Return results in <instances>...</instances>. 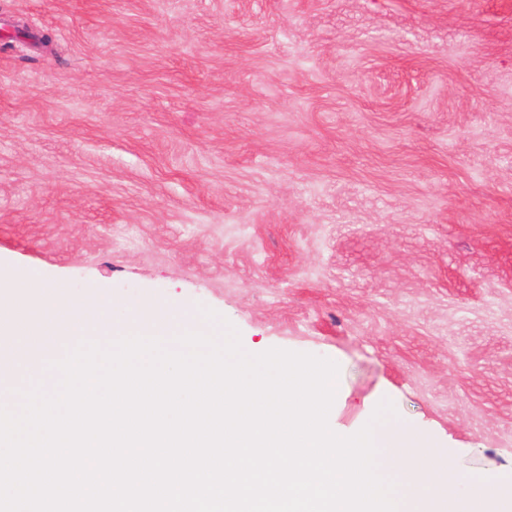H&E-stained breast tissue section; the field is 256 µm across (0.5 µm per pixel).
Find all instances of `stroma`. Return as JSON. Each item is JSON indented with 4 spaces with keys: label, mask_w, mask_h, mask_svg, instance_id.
Wrapping results in <instances>:
<instances>
[{
    "label": "stroma",
    "mask_w": 512,
    "mask_h": 512,
    "mask_svg": "<svg viewBox=\"0 0 512 512\" xmlns=\"http://www.w3.org/2000/svg\"><path fill=\"white\" fill-rule=\"evenodd\" d=\"M0 286L335 361L512 485V0H0Z\"/></svg>",
    "instance_id": "stroma-1"
}]
</instances>
